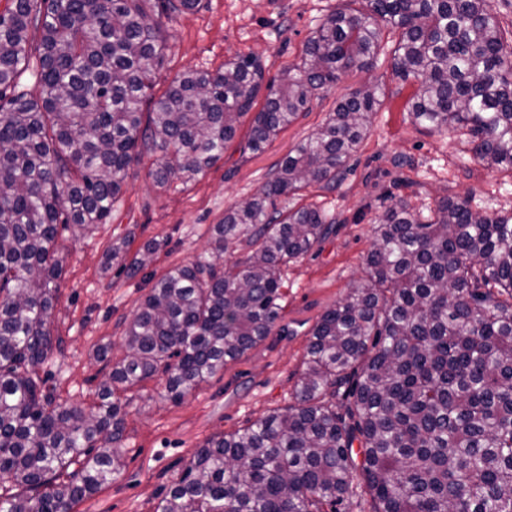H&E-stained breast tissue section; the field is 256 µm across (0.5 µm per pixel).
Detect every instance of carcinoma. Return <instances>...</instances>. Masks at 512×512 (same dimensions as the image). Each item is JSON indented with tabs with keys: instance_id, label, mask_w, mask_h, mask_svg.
Instances as JSON below:
<instances>
[{
	"instance_id": "obj_1",
	"label": "carcinoma",
	"mask_w": 512,
	"mask_h": 512,
	"mask_svg": "<svg viewBox=\"0 0 512 512\" xmlns=\"http://www.w3.org/2000/svg\"><path fill=\"white\" fill-rule=\"evenodd\" d=\"M147 2L11 0L0 13V512H74L124 466L128 391L162 375L180 402L272 335L283 268L336 223L277 201L336 183L380 87L336 104L224 212L208 256L154 282L87 413L39 374L57 236L106 223L143 154L155 187L186 185L251 112L246 149L264 151L317 91L373 67L388 29L394 73L419 84L415 122L461 133L487 169L512 171V32L491 0H345L279 78L248 55L184 71L158 98L168 21L203 0ZM31 69L37 97L20 90ZM373 234L366 275L311 329L294 404L206 440L152 512H340L360 487L370 512H512V212L444 197L422 221L400 200ZM159 248L129 260L114 244L107 264L134 276Z\"/></svg>"
}]
</instances>
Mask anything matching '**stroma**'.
I'll list each match as a JSON object with an SVG mask.
<instances>
[{"label": "stroma", "instance_id": "stroma-1", "mask_svg": "<svg viewBox=\"0 0 512 512\" xmlns=\"http://www.w3.org/2000/svg\"><path fill=\"white\" fill-rule=\"evenodd\" d=\"M338 2L203 0L199 11L169 22L166 65L154 92L162 94L184 70L213 72L239 55L260 58L267 78L279 77L299 63L319 19ZM391 59L386 39L373 69L345 73L264 152L244 151L250 123L242 121L223 158L192 183L157 189L148 176L153 159L144 157L106 223L86 234L60 230L62 274L50 319L55 343L47 369L61 398L87 408L105 376L95 350L104 346L111 361L123 358L126 324L155 280L204 253L225 210L255 194L341 98L367 82L385 92L367 137L335 188L313 185L302 192L303 202L318 203L336 222L326 238L285 270L278 334L228 364L181 403L165 398L160 379L129 392L126 465L75 512H149L207 438L291 404L314 323L363 276L374 219L397 200L424 217L444 196L470 198L473 208L490 213L512 210V172L488 170L458 136L430 134L418 126L408 110L418 84L395 76ZM122 240L133 253L149 241L159 242L160 248L130 277L104 265L113 242Z\"/></svg>", "mask_w": 512, "mask_h": 512}]
</instances>
